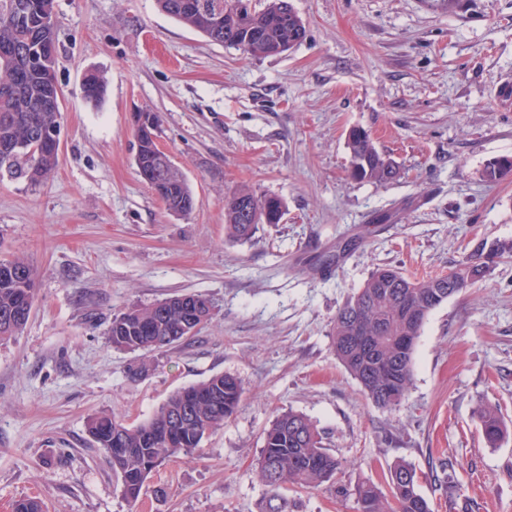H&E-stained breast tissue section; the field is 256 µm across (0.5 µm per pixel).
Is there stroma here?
<instances>
[{"label": "stroma", "instance_id": "1", "mask_svg": "<svg viewBox=\"0 0 512 512\" xmlns=\"http://www.w3.org/2000/svg\"><path fill=\"white\" fill-rule=\"evenodd\" d=\"M304 40L252 58L161 13L155 0H56L63 91L59 166L41 185L0 182V254L38 271L30 318L0 344V512H257L256 467L282 411L311 419L340 484H384L410 463L434 512H512V259L427 318L402 402L379 409L331 345L346 298L378 266L445 275L482 245L512 242V0H292ZM107 84L100 105L86 75ZM196 200L177 216L139 176L132 116ZM398 166L349 173L350 131ZM247 186L284 204L280 223L224 236V198ZM391 220H383V213ZM202 293L213 320L148 356L114 350V313ZM226 373L244 395L200 451L148 478L129 506L88 416L130 424ZM498 407L489 444L476 409ZM295 512H358L354 497L289 487Z\"/></svg>", "mask_w": 512, "mask_h": 512}]
</instances>
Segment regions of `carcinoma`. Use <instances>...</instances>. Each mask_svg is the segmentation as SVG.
<instances>
[{"label": "carcinoma", "instance_id": "cac0c4a2", "mask_svg": "<svg viewBox=\"0 0 512 512\" xmlns=\"http://www.w3.org/2000/svg\"><path fill=\"white\" fill-rule=\"evenodd\" d=\"M192 0H156L159 11L189 27L209 41L234 48L250 57L276 55L303 41L306 26L291 0H255L242 9L243 0H205L209 13L189 7ZM55 0H0V146L26 141V153L0 156V180H23L37 185L55 171L59 154L42 141L50 128L60 126L61 113L48 107L56 96ZM85 98L99 103L105 82L90 75L83 85ZM140 137L134 161L142 179L166 209L185 215L192 211L193 193L177 166L159 169L158 138L161 119L154 113ZM354 179L386 183L397 176L393 162L364 130L351 131L348 139ZM512 172V158L489 162L484 177L490 182ZM283 203L272 195H258L248 187L224 201V232L236 241H248L260 223L277 224ZM512 258V244L478 248L450 273L426 279L413 278L397 268L379 266L363 286L338 309L331 334L337 358L377 407L391 409L405 397L413 378L414 347L420 330L436 308L458 291L450 279L474 285L491 266ZM37 271L22 258L0 259V342L18 335L28 321L36 294ZM189 299L192 308L215 311L202 294L183 293L149 305L134 304L113 314L108 328L112 348L129 353L156 352L189 338L186 326L191 312L178 303ZM243 387L230 374H216L169 396L151 416L137 425L107 412L89 416L87 431L102 448L121 483L128 503H137L144 483L157 468L199 450L204 438L224 426L237 412ZM486 440L496 444L506 435L498 410L478 409ZM267 487L259 512H292L283 495L286 484L306 488L326 487L338 497L354 495L360 512H432L430 502L417 490L416 472L402 460L388 471L389 492L373 483L353 489L336 482L340 462L325 448L317 426L293 411L278 414L264 433L257 459Z\"/></svg>", "mask_w": 512, "mask_h": 512}]
</instances>
